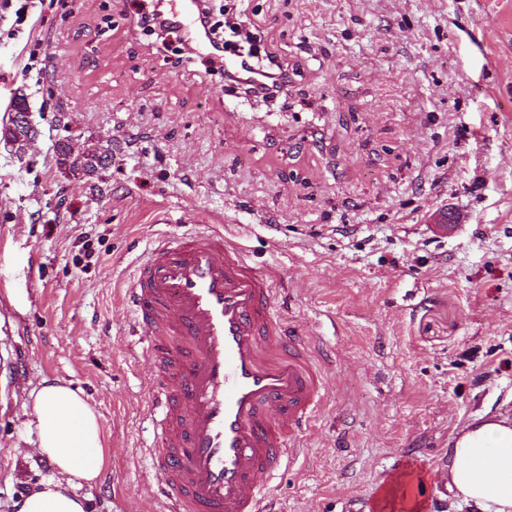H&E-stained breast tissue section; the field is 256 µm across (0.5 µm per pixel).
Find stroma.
I'll use <instances>...</instances> for the list:
<instances>
[{"label":"stroma","instance_id":"obj_1","mask_svg":"<svg viewBox=\"0 0 512 512\" xmlns=\"http://www.w3.org/2000/svg\"><path fill=\"white\" fill-rule=\"evenodd\" d=\"M246 6L291 68L270 106L124 0H0V128L20 91L38 130L22 160L0 140V512L55 473L27 405L45 378L100 415L88 512H162L152 366L121 293L190 212L272 273L325 356L304 450L272 481L281 512H383L401 475L423 512H477L436 482L456 429L512 409V0ZM69 136L111 141L99 180L61 173Z\"/></svg>","mask_w":512,"mask_h":512}]
</instances>
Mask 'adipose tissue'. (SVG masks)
<instances>
[{"label": "adipose tissue", "instance_id": "ef3b65f1", "mask_svg": "<svg viewBox=\"0 0 512 512\" xmlns=\"http://www.w3.org/2000/svg\"><path fill=\"white\" fill-rule=\"evenodd\" d=\"M38 420V451L54 465L55 478L27 495L19 512H86L77 495L96 481L104 464L99 415L69 383L44 380L28 393ZM443 479L452 495L480 512H512V427L475 418L448 450Z\"/></svg>", "mask_w": 512, "mask_h": 512}]
</instances>
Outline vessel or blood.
Returning a JSON list of instances; mask_svg holds the SVG:
<instances>
[{
  "label": "vessel or blood",
  "instance_id": "b4317fda",
  "mask_svg": "<svg viewBox=\"0 0 512 512\" xmlns=\"http://www.w3.org/2000/svg\"><path fill=\"white\" fill-rule=\"evenodd\" d=\"M198 0L171 12L197 50ZM155 368L142 403L165 512H278L274 476L325 392L304 331L285 327L274 278L211 225L160 240L125 290Z\"/></svg>",
  "mask_w": 512,
  "mask_h": 512
}]
</instances>
